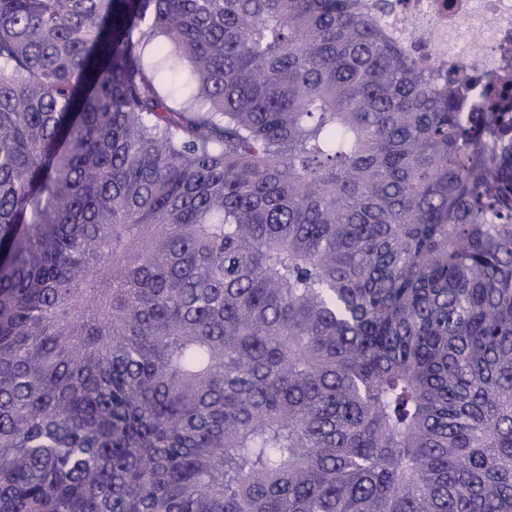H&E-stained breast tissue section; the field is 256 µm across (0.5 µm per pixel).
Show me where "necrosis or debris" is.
<instances>
[{"label":"necrosis or debris","mask_w":512,"mask_h":512,"mask_svg":"<svg viewBox=\"0 0 512 512\" xmlns=\"http://www.w3.org/2000/svg\"><path fill=\"white\" fill-rule=\"evenodd\" d=\"M388 21L427 69L490 73L512 53V0H394Z\"/></svg>","instance_id":"4bbe7bcc"}]
</instances>
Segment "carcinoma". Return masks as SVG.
Listing matches in <instances>:
<instances>
[{"instance_id":"cac0c4a2","label":"carcinoma","mask_w":512,"mask_h":512,"mask_svg":"<svg viewBox=\"0 0 512 512\" xmlns=\"http://www.w3.org/2000/svg\"><path fill=\"white\" fill-rule=\"evenodd\" d=\"M391 10L0 0V512H512V112ZM157 82L162 88L167 103L172 107H180L194 94L190 73L183 68L179 74H171L168 69H159L156 74Z\"/></svg>"}]
</instances>
